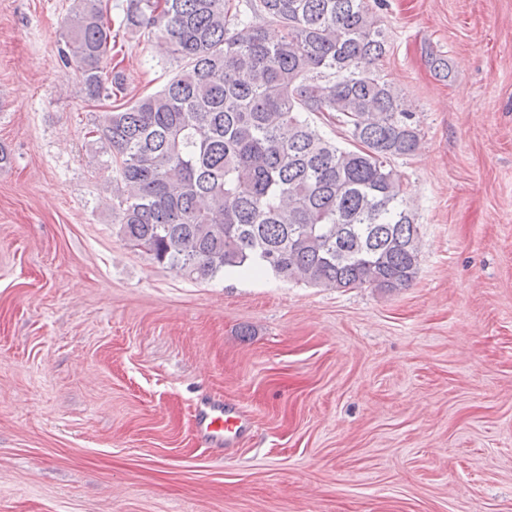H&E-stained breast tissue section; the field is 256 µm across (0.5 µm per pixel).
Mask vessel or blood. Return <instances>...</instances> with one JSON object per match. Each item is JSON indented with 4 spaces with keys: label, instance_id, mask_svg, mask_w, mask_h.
<instances>
[{
    "label": "vessel or blood",
    "instance_id": "vessel-or-blood-1",
    "mask_svg": "<svg viewBox=\"0 0 512 512\" xmlns=\"http://www.w3.org/2000/svg\"><path fill=\"white\" fill-rule=\"evenodd\" d=\"M245 413L223 399L211 398L200 402L194 410L197 434L207 448L220 450L233 446L244 429Z\"/></svg>",
    "mask_w": 512,
    "mask_h": 512
}]
</instances>
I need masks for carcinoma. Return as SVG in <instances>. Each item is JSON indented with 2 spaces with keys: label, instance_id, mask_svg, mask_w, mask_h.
<instances>
[{
  "label": "carcinoma",
  "instance_id": "carcinoma-1",
  "mask_svg": "<svg viewBox=\"0 0 512 512\" xmlns=\"http://www.w3.org/2000/svg\"><path fill=\"white\" fill-rule=\"evenodd\" d=\"M108 10L73 0L59 57L86 101L123 98L94 133L130 246L199 281L245 269L321 288L413 283L420 230L395 162L417 153L420 130L379 67L387 41L368 0H126L110 21ZM121 35L178 63L160 90L126 98L128 76L108 68Z\"/></svg>",
  "mask_w": 512,
  "mask_h": 512
}]
</instances>
